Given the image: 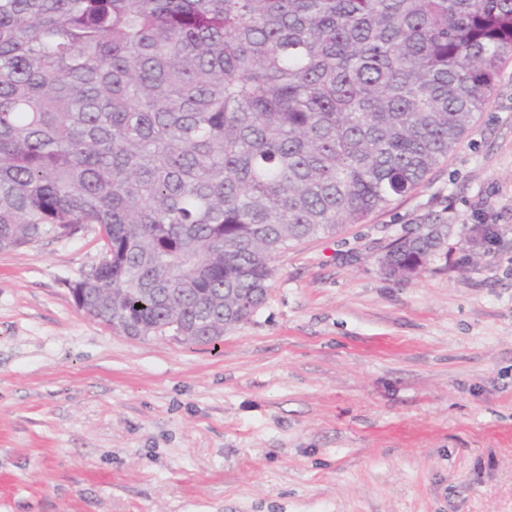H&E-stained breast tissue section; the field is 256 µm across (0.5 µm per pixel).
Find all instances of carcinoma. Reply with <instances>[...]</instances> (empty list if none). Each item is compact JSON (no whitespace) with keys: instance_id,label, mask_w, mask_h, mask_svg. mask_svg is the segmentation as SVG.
<instances>
[{"instance_id":"carcinoma-1","label":"carcinoma","mask_w":512,"mask_h":512,"mask_svg":"<svg viewBox=\"0 0 512 512\" xmlns=\"http://www.w3.org/2000/svg\"><path fill=\"white\" fill-rule=\"evenodd\" d=\"M511 60L512 0H0V248L95 225L92 318L213 345L291 243L416 189Z\"/></svg>"}]
</instances>
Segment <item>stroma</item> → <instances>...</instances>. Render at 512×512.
Wrapping results in <instances>:
<instances>
[{
	"instance_id": "35a3bbf8",
	"label": "stroma",
	"mask_w": 512,
	"mask_h": 512,
	"mask_svg": "<svg viewBox=\"0 0 512 512\" xmlns=\"http://www.w3.org/2000/svg\"><path fill=\"white\" fill-rule=\"evenodd\" d=\"M420 224L440 255L387 278ZM101 257L93 228L0 252V512H512V62L415 191L278 254L217 346L79 312ZM447 239V225L420 224L414 233L385 247L379 257L380 267L387 276L400 281L417 277L441 251Z\"/></svg>"
}]
</instances>
